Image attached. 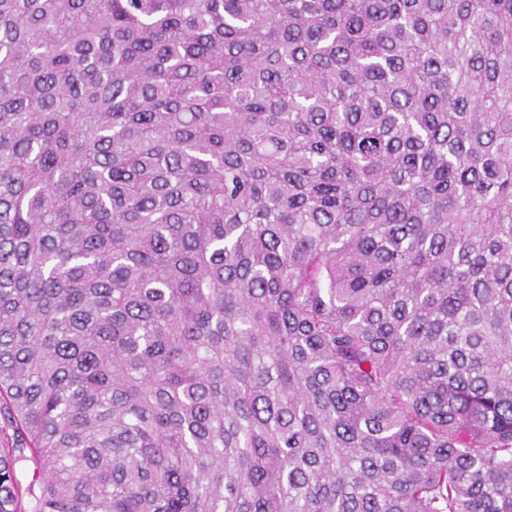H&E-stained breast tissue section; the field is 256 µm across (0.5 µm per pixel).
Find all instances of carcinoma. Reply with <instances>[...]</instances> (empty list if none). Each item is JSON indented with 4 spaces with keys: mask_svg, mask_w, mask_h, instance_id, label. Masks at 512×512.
<instances>
[{
    "mask_svg": "<svg viewBox=\"0 0 512 512\" xmlns=\"http://www.w3.org/2000/svg\"><path fill=\"white\" fill-rule=\"evenodd\" d=\"M8 430L0 512H512V0H0Z\"/></svg>",
    "mask_w": 512,
    "mask_h": 512,
    "instance_id": "cac0c4a2",
    "label": "carcinoma"
}]
</instances>
